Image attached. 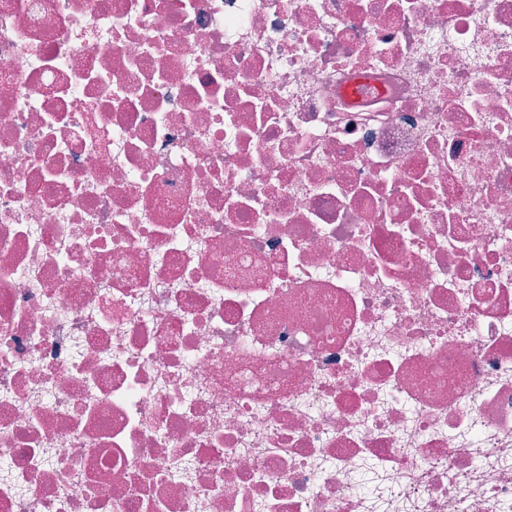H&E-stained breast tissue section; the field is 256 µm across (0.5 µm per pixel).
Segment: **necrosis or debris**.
I'll return each mask as SVG.
<instances>
[{"label": "necrosis or debris", "mask_w": 512, "mask_h": 512, "mask_svg": "<svg viewBox=\"0 0 512 512\" xmlns=\"http://www.w3.org/2000/svg\"><path fill=\"white\" fill-rule=\"evenodd\" d=\"M0 512H512V0H0Z\"/></svg>", "instance_id": "necrosis-or-debris-1"}]
</instances>
